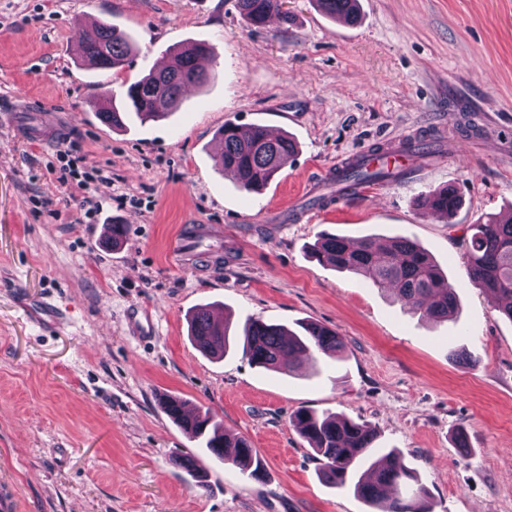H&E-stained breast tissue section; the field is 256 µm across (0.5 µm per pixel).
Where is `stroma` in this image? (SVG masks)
Returning a JSON list of instances; mask_svg holds the SVG:
<instances>
[{
	"label": "stroma",
	"mask_w": 512,
	"mask_h": 512,
	"mask_svg": "<svg viewBox=\"0 0 512 512\" xmlns=\"http://www.w3.org/2000/svg\"><path fill=\"white\" fill-rule=\"evenodd\" d=\"M291 21L250 25L237 0H0V101L16 94L61 111L67 133L41 146L0 126V487L15 512H371L319 477L289 423L306 408L370 424L401 451L434 512H512V320L470 281L462 244L484 216L512 212V0H359L357 23L312 0H284ZM124 31L136 51L97 70L78 23ZM211 49L209 80L168 118L116 131L99 99L162 63L173 47ZM259 124L298 151L262 195L218 161L224 123ZM430 143L400 181L323 206V178L348 156L400 138ZM105 177L60 182L57 155ZM463 199L445 219L425 194ZM93 219H86L88 207ZM126 218L117 247L102 236ZM222 227L220 249L176 261L195 227ZM323 232L416 240L459 296L455 318L413 314L395 291L315 260ZM63 312L26 322L21 300ZM229 318L335 331V356L292 373L224 358L188 335L197 308ZM462 347L475 363L449 356ZM176 397L246 438L254 480L202 457L161 407ZM197 457L204 486L173 464Z\"/></svg>",
	"instance_id": "35a3bbf8"
}]
</instances>
